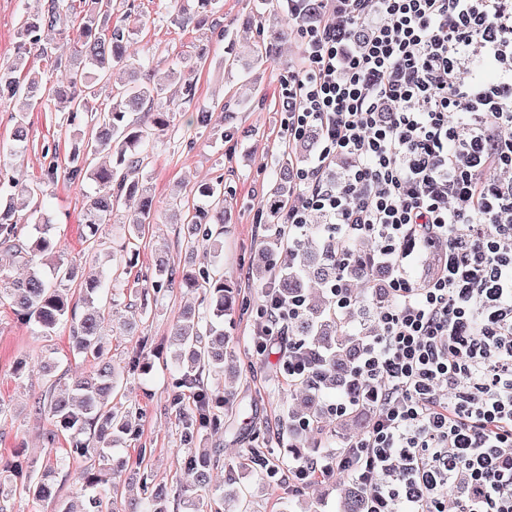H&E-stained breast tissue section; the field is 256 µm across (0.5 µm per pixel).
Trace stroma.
Returning a JSON list of instances; mask_svg holds the SVG:
<instances>
[{
	"instance_id": "1",
	"label": "stroma",
	"mask_w": 512,
	"mask_h": 512,
	"mask_svg": "<svg viewBox=\"0 0 512 512\" xmlns=\"http://www.w3.org/2000/svg\"><path fill=\"white\" fill-rule=\"evenodd\" d=\"M135 12L148 24L129 43L128 51L144 60L151 71V81L177 89L169 72L175 59L193 68L196 85L192 101L176 97L170 124L158 139L143 176L152 187L156 216L148 236L128 242L120 228L124 216L136 210L138 202H122L119 213L102 225L99 237L102 249H89L81 237V217L89 196L97 186L90 180L42 182L45 167H66L72 144L91 130L95 113L108 103L107 90L89 99L79 119L68 113L36 107L28 115L30 127L26 147L8 158L7 164L24 177L39 184V199L56 226L58 250L64 259L75 261L82 274H105L101 261L105 252H135V264L129 274H118L116 296L107 317L106 354L113 362H128L133 353L151 357L152 374L143 377L127 374L116 401L130 411L138 430L137 439L115 449V456L134 460L138 449H150L147 467L158 480L176 493L184 491L183 461L189 451L217 448L220 465L213 470L209 488L199 496L201 512H210L215 502H223L224 512H236L226 501L224 468L238 465V488L249 501L250 512H287V489L268 486L264 477L246 463L254 445L252 426L277 425L283 417L285 374L275 354L257 358L250 339L260 323L258 311L263 289L253 276L256 266L266 263L263 249L264 230L270 219L264 200L275 170L288 159V149L280 138L281 114L276 100L279 82L300 60V42L291 36L283 41L270 59L254 63V50L262 39L265 0H218L216 15L220 22L204 27L183 26L174 18L172 0H132ZM51 54H30L25 70L59 82L65 74L54 60L69 57L73 50L68 35L55 29L42 33ZM207 49L205 63H197L200 49ZM211 115L209 124L198 125V112ZM223 179L227 221L224 228L223 272L239 292L240 309L224 319V334L236 370L224 374L222 385L231 402L224 410V426L202 431L193 445L184 444L181 425L167 406L172 397L170 352H158L167 340L177 312L186 305L199 304L200 294L173 288L153 304L137 332L123 336L118 326L128 315L130 294L127 281L151 276L157 257L168 254L175 269L202 270L212 266L209 250L187 251L178 225L172 224L169 209L173 200L184 207L194 203L193 190L203 182ZM68 328H59L46 338L34 326L17 320L8 304L0 305V406L7 412L0 419V490L7 495V512H54V501H38L17 485L8 463L14 452H23L34 464L45 463L49 455L66 460L54 483L56 499L84 497L88 494L86 473L93 468L91 459L68 455V442L47 437L55 426L45 414L36 413L34 400L44 394L48 383L37 368L42 356L58 364L63 379L87 374L92 364L69 351Z\"/></svg>"
}]
</instances>
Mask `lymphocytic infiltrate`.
<instances>
[{"label": "lymphocytic infiltrate", "instance_id": "lymphocytic-infiltrate-1", "mask_svg": "<svg viewBox=\"0 0 512 512\" xmlns=\"http://www.w3.org/2000/svg\"><path fill=\"white\" fill-rule=\"evenodd\" d=\"M283 2L301 59L280 81L281 137L318 133L288 235L316 215L373 237L362 265L388 297L335 404H372L368 430L291 467L371 486L366 512H440L447 492L455 512H512V180L495 176L512 169V0ZM264 297L260 356L302 311Z\"/></svg>", "mask_w": 512, "mask_h": 512}]
</instances>
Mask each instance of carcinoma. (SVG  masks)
Instances as JSON below:
<instances>
[{
	"label": "carcinoma",
	"mask_w": 512,
	"mask_h": 512,
	"mask_svg": "<svg viewBox=\"0 0 512 512\" xmlns=\"http://www.w3.org/2000/svg\"><path fill=\"white\" fill-rule=\"evenodd\" d=\"M271 22L269 43L258 55L268 54L275 43L285 37L288 19L278 7V0H266ZM117 22H112V17ZM146 25L142 16L131 17L118 0H49L44 9H26L20 15L17 38L20 52L17 59L0 66V100L17 104L11 139L0 143V156L12 155L28 141L27 112L35 106L69 112L71 118L84 111L88 97L109 89L110 103L99 113L90 136L79 141L64 175L79 181L94 180L106 188L91 196L83 215L84 238L97 246V234L102 224L111 220L122 197L140 196L137 211L122 221L131 239H140L149 230L153 216V197L146 179L140 177L144 162L155 143V135L168 127L167 113L170 101L164 99L163 88L141 77L145 64L127 54V43ZM60 27L75 34L74 53L67 60L56 59V65L67 72L66 85L50 86L39 76L27 79L18 76L26 54L35 51L48 53L41 41L45 27ZM126 78L112 85L115 70ZM99 157L106 162L94 166ZM39 187L23 178L0 169V248L15 252L28 265L27 275L15 279L11 271L0 265V300L9 302L14 314L22 322L39 329L40 335L50 337L62 325H69L72 355L94 362V370L83 377L65 383L48 397L37 401L38 411L47 414L58 427L79 436L89 433L88 439L75 440L73 452L83 456L93 452L99 467L88 472L87 487L93 494L80 502L70 501L60 506V512H168L171 488L146 471H138L141 497L119 508L117 500L99 489L109 484L119 473L122 463L112 457V449L137 435L129 412L112 406V396L124 380V372L116 369L105 357L103 335L106 300L103 281L92 278L79 281V267L56 256L57 243L53 225L45 213L32 216L33 230L27 243L18 239L21 217L15 203V194L33 197ZM296 191L289 164L276 172L264 206L271 217L280 214L279 206L288 202ZM194 196L202 205L194 207V214L182 221L184 239L195 247L199 243L201 224L216 228L203 234L205 239L224 234L223 180L201 185ZM374 239L365 236L351 243L337 238L328 240L322 225H309L302 238L288 248L287 238L275 234L267 239L266 250L282 254L283 260L275 269L266 266L255 271L258 281L275 279L279 295L304 299L302 314L288 324V339L303 345L308 354V375L288 381L283 406L287 417L286 430L291 435L294 454L306 459L312 454L305 449L304 434L316 430L322 434V444L331 447L340 439L352 440L367 427V410L354 407L346 414L336 416L329 410L330 401L346 393L353 380L356 357L375 331L376 303L367 295L369 276L358 263V257L372 251ZM350 256L348 266L341 271L336 266V253ZM217 266L213 272L186 270L178 272L162 257L146 284L135 289L139 303L130 305L131 315L124 330L137 327L149 308L150 301H158L160 292L168 288H188L202 293L201 306L182 310L170 331V345L175 347L174 360L178 373L177 385L197 393L193 408L183 407L176 395L168 405L182 424V438L193 442L205 429H218L224 424L225 396L207 383L212 376L224 374V363L230 357L224 336V316L235 308L236 291L224 281L218 263L222 261L220 245H213ZM343 275L351 303L346 310L336 311L330 297L314 302L308 293L312 283L325 288ZM80 283L79 299H74L72 286ZM85 305L79 311V305ZM266 447L250 449L249 462L269 482H281L284 461L270 444L276 436L265 433ZM64 459H47L38 468L28 459L18 456L9 463L13 475L23 491L37 500L49 499L53 494L55 474ZM184 475L195 488L205 490L211 483V454L191 452L184 464ZM333 475H311L301 479L290 472V482L300 490L299 497L307 503L318 499L316 490L335 487ZM349 481V478H343ZM351 482V481H349ZM371 490L357 482L345 490L337 501V512H365Z\"/></svg>",
	"instance_id": "carcinoma-1"
}]
</instances>
